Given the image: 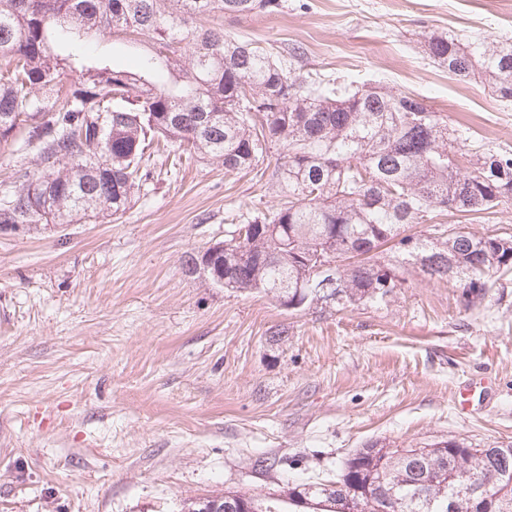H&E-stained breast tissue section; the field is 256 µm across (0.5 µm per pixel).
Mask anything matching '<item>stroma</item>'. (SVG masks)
I'll return each mask as SVG.
<instances>
[{"instance_id": "stroma-1", "label": "stroma", "mask_w": 512, "mask_h": 512, "mask_svg": "<svg viewBox=\"0 0 512 512\" xmlns=\"http://www.w3.org/2000/svg\"><path fill=\"white\" fill-rule=\"evenodd\" d=\"M279 2L209 23L279 57L302 47L295 75L389 85L512 151V103L423 51L434 33L512 37V0ZM39 168L35 148L0 146L11 190ZM150 171L122 215L0 232V512H182L332 478L371 442L512 441V269L473 306L410 267L385 301L290 310L183 267L237 215L278 208V187L181 152ZM471 379L494 393L456 414ZM238 497H244V495H238V494H233L232 492H224V495L222 496H212V497H208L210 500H207V501H210L211 503H213L214 505H216L218 508H220L222 505L225 506V504L229 501V500H234L235 498H238ZM232 501H229L230 503L229 504H226L225 506V509L221 510V512H245L246 510V505L245 504V500H240V499H236L234 502ZM209 502H202V506L200 507V512H215L214 510V505L211 504ZM226 510V511H225Z\"/></svg>"}]
</instances>
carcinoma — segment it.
<instances>
[{
    "instance_id": "obj_1",
    "label": "carcinoma",
    "mask_w": 512,
    "mask_h": 512,
    "mask_svg": "<svg viewBox=\"0 0 512 512\" xmlns=\"http://www.w3.org/2000/svg\"><path fill=\"white\" fill-rule=\"evenodd\" d=\"M278 8L277 0H0V144L26 130L41 171L21 190L0 191V231L116 216L150 178L146 153L159 142L221 163L227 172L266 164L286 196L279 208L239 216L243 238L190 254L214 288L259 291L284 306L320 302L311 269L332 264L336 306L383 301L402 287L401 269L455 278L471 299L512 266V236L448 227L410 234L452 211L467 220L512 200V153L473 148L448 117L384 86L362 92L321 73L288 78L274 58L224 32L193 24L231 9ZM144 35L136 70L91 58L97 35ZM424 53L462 81L479 77L512 101V38L431 35ZM70 76L76 80L66 84ZM416 479L405 448L372 442L331 480H307L278 495L248 497L247 512H448L465 475L492 464L512 473V443L485 448L454 439L424 447ZM493 512H512V479L498 483Z\"/></svg>"
}]
</instances>
